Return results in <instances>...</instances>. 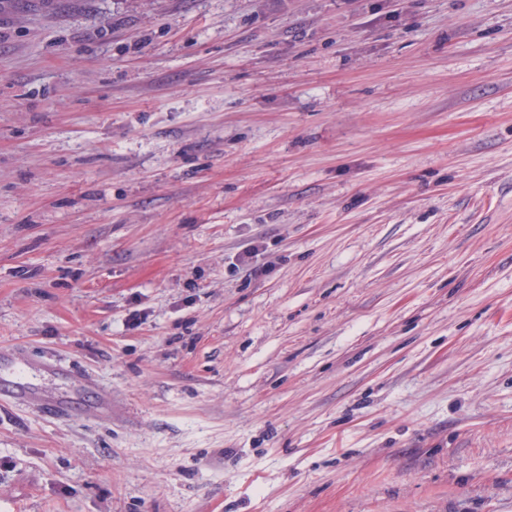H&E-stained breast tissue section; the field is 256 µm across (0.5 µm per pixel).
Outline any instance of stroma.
Wrapping results in <instances>:
<instances>
[{
    "instance_id": "obj_1",
    "label": "stroma",
    "mask_w": 512,
    "mask_h": 512,
    "mask_svg": "<svg viewBox=\"0 0 512 512\" xmlns=\"http://www.w3.org/2000/svg\"><path fill=\"white\" fill-rule=\"evenodd\" d=\"M0 352V512H512V0H0Z\"/></svg>"
}]
</instances>
